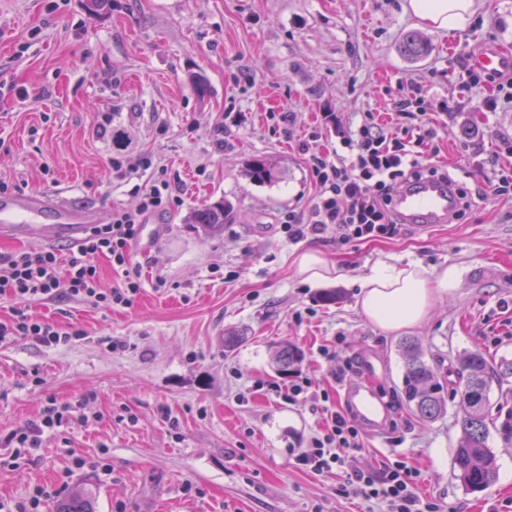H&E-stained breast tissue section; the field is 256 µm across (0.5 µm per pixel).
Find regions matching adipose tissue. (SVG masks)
I'll return each mask as SVG.
<instances>
[{
	"label": "adipose tissue",
	"mask_w": 512,
	"mask_h": 512,
	"mask_svg": "<svg viewBox=\"0 0 512 512\" xmlns=\"http://www.w3.org/2000/svg\"><path fill=\"white\" fill-rule=\"evenodd\" d=\"M482 6L483 0H408L416 17L443 30L463 28ZM360 288L361 313L382 331L393 333L424 323L448 282L432 280L414 263H381L362 279Z\"/></svg>",
	"instance_id": "ef3b65f1"
}]
</instances>
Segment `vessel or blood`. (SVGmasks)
<instances>
[{"mask_svg": "<svg viewBox=\"0 0 512 512\" xmlns=\"http://www.w3.org/2000/svg\"><path fill=\"white\" fill-rule=\"evenodd\" d=\"M473 67L495 73L512 67V57L496 48H483L471 58ZM459 207L455 188L438 178L407 183L393 201V209L402 223L429 227L449 223ZM98 214L78 209L53 198L22 195L0 198V233L32 241L67 240L80 243L87 228L97 223ZM348 404L368 424H376L380 414L370 395L356 385L345 389Z\"/></svg>", "mask_w": 512, "mask_h": 512, "instance_id": "1", "label": "vessel or blood"}]
</instances>
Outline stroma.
<instances>
[{
	"label": "stroma",
	"instance_id": "35a3bbf8",
	"mask_svg": "<svg viewBox=\"0 0 512 512\" xmlns=\"http://www.w3.org/2000/svg\"><path fill=\"white\" fill-rule=\"evenodd\" d=\"M406 0H111L90 14L87 0H0V181L8 195L63 196L104 212L135 208V180L113 173V131L125 152L150 156L180 196L153 215L154 233L131 248L141 290L131 307L81 299L31 303L33 315L79 330L47 347L29 336L0 343V501L51 490L42 512L82 490L95 512H369L345 494L339 475L301 469L326 409L344 405L335 380L352 382L388 406L382 428L361 429L358 466L402 461L419 473L422 498L443 512H512V440L491 433L498 473L467 492L452 469L460 408L448 400L433 422L397 396L400 333L368 321L359 281L378 263H416L447 277L429 318L410 329L427 359L453 362L481 348L512 362V195L490 193L497 170L512 172V71L467 75L491 45L512 54V0H483L464 27L440 30L404 10ZM420 32L430 51L412 63L402 34ZM204 75L198 95L192 74ZM27 98H19L18 89ZM416 91L437 153L472 196L462 219L430 228L401 225L391 238L337 244L334 233L289 242L281 215L305 210L315 194L302 150L311 132L322 147L364 113L396 121L393 103ZM496 97V109L484 102ZM292 112L282 129L275 116ZM263 156L284 171L272 185L250 182L247 161ZM226 200L233 213L209 234L191 212ZM319 251L337 272L308 282L297 255ZM336 289L335 303L320 302ZM238 333L235 346L225 336ZM289 341L302 352L289 373L274 355ZM337 348L334 359L321 347ZM307 378L306 397L289 386ZM69 424L44 432L32 456L16 459L11 436L48 405ZM105 456L110 475L77 458Z\"/></svg>",
	"mask_w": 512,
	"mask_h": 512
}]
</instances>
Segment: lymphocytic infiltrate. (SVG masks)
I'll use <instances>...</instances> for the list:
<instances>
[{
	"mask_svg": "<svg viewBox=\"0 0 512 512\" xmlns=\"http://www.w3.org/2000/svg\"><path fill=\"white\" fill-rule=\"evenodd\" d=\"M436 137V129L422 125L392 132L368 112L354 130L340 134L335 150L305 144L306 164L318 192L309 220L293 210L283 215L281 227L289 241L328 231L335 233L341 245L395 235L400 221L391 207L393 196L407 180L437 175V168L424 165L422 153ZM139 190L137 209L117 210L111 223L92 225L68 259L52 249L0 254V293L14 302L11 318L0 322V343L15 336H31L48 347L71 342L73 331L29 314L27 304L33 300L90 299L108 309L133 304L140 291V274L131 263L130 243L150 216L170 211L180 202L176 189L160 175L151 176ZM100 256L124 276L122 287L107 294L98 288L95 260ZM361 448L357 426L336 410L324 435L314 439L312 449L296 461L318 475L343 473L346 486L379 506L380 512H440L437 504L418 495L417 470L402 461L379 470L356 466L353 454Z\"/></svg>",
	"mask_w": 512,
	"mask_h": 512,
	"instance_id": "lymphocytic-infiltrate-1",
	"label": "lymphocytic infiltrate"
}]
</instances>
